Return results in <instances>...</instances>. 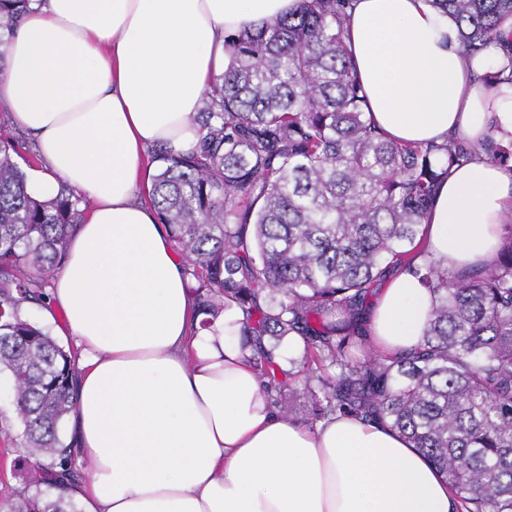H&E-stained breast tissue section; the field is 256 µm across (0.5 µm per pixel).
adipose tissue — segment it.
<instances>
[{
	"instance_id": "ef3b65f1",
	"label": "adipose tissue",
	"mask_w": 512,
	"mask_h": 512,
	"mask_svg": "<svg viewBox=\"0 0 512 512\" xmlns=\"http://www.w3.org/2000/svg\"><path fill=\"white\" fill-rule=\"evenodd\" d=\"M301 0H31L0 42V110L34 136L27 192L61 184L88 202L48 290L79 355L67 443L89 462L65 486L83 512H457L448 483L401 434L337 415L316 429L273 410L232 303L197 314L183 260L139 192L149 149L192 151L193 116L253 33ZM345 43L388 138L512 145V84L483 73L501 50L462 52L455 21L427 0H353ZM512 222V170L478 156L452 169L424 218L431 260L488 265ZM432 296L409 271L368 315L374 348L424 335Z\"/></svg>"
}]
</instances>
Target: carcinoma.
<instances>
[{"label": "carcinoma", "mask_w": 512, "mask_h": 512, "mask_svg": "<svg viewBox=\"0 0 512 512\" xmlns=\"http://www.w3.org/2000/svg\"><path fill=\"white\" fill-rule=\"evenodd\" d=\"M27 2L0 0V40ZM428 2L456 19L466 54L498 46L512 63L502 30L512 0ZM349 3L302 0L289 18L227 36L232 63L203 95L198 145L179 157L153 151L149 203L192 266L198 310H241L267 393L284 381L265 339L295 337L303 364L315 365L314 417L386 424L444 474L460 512H512V224L495 260L464 276L416 262L435 185L474 151L376 131L344 42ZM37 160L28 137L0 128V371L14 379L29 455L47 461L33 473L37 488L3 508L81 512L39 488L76 482L62 437L75 359L22 305L46 303L86 201L66 184L50 200L29 196L25 168ZM396 267L434 296L425 336L397 355L354 359L366 290Z\"/></svg>", "instance_id": "cac0c4a2"}]
</instances>
